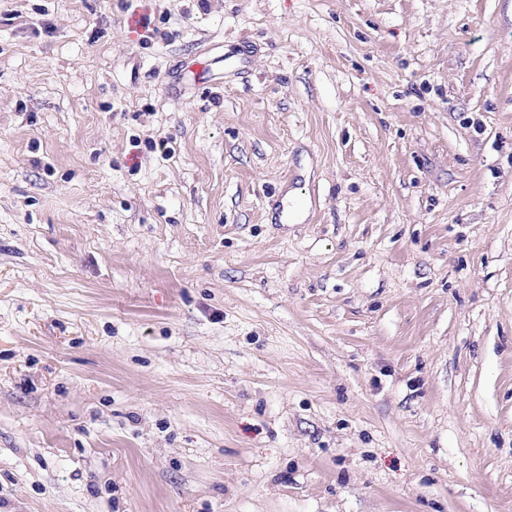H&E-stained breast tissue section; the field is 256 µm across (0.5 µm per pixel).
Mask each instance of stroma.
I'll return each mask as SVG.
<instances>
[{
  "label": "stroma",
  "mask_w": 512,
  "mask_h": 512,
  "mask_svg": "<svg viewBox=\"0 0 512 512\" xmlns=\"http://www.w3.org/2000/svg\"><path fill=\"white\" fill-rule=\"evenodd\" d=\"M0 512H512V0H0Z\"/></svg>",
  "instance_id": "35a3bbf8"
}]
</instances>
